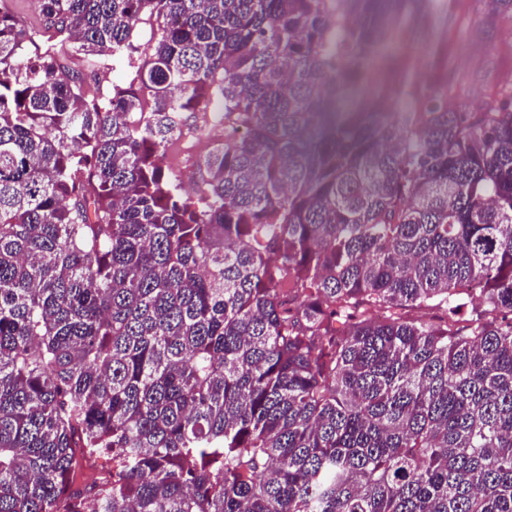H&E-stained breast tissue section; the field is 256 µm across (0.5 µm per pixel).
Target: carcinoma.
<instances>
[{"mask_svg":"<svg viewBox=\"0 0 512 512\" xmlns=\"http://www.w3.org/2000/svg\"><path fill=\"white\" fill-rule=\"evenodd\" d=\"M421 1L0 11V512H512V83L377 56ZM197 137L198 141L194 154L177 156L175 145L167 151V154L165 156L166 165H168L170 159L175 158L182 165V167L185 168L187 172H189V177L191 175V172L194 170V162L196 161L198 155L206 149V146L209 141V131L203 128L202 131L198 132ZM188 177L184 180L185 188L187 189V191L194 194V191L197 189V186L194 184V182L188 179ZM112 471V455H100L84 463L83 469L77 475L78 483L91 482L93 479Z\"/></svg>","mask_w":512,"mask_h":512,"instance_id":"cac0c4a2","label":"carcinoma"}]
</instances>
